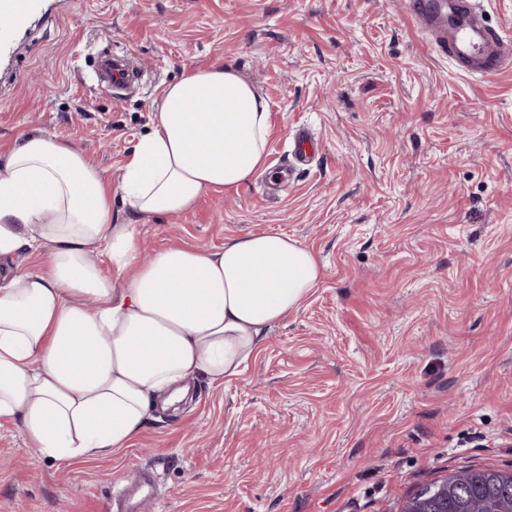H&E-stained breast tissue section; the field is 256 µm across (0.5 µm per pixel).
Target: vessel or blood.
Masks as SVG:
<instances>
[{
  "mask_svg": "<svg viewBox=\"0 0 512 512\" xmlns=\"http://www.w3.org/2000/svg\"><path fill=\"white\" fill-rule=\"evenodd\" d=\"M408 13L457 73L491 79L512 67V34L487 26L471 0H408Z\"/></svg>",
  "mask_w": 512,
  "mask_h": 512,
  "instance_id": "1",
  "label": "vessel or blood"
}]
</instances>
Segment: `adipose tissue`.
Returning a JSON list of instances; mask_svg holds the SVG:
<instances>
[{"mask_svg":"<svg viewBox=\"0 0 512 512\" xmlns=\"http://www.w3.org/2000/svg\"><path fill=\"white\" fill-rule=\"evenodd\" d=\"M269 128L266 98L217 62L164 87L117 181L45 133L0 158V256L41 257L38 270L0 279V420L42 456L128 446L156 405L186 398L189 380L238 376L316 286V254L274 229L139 260L141 219L266 172ZM106 262L136 273L113 284Z\"/></svg>","mask_w":512,"mask_h":512,"instance_id":"ef3b65f1","label":"adipose tissue"}]
</instances>
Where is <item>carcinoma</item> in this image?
Segmentation results:
<instances>
[{"label": "carcinoma", "mask_w": 512, "mask_h": 512, "mask_svg": "<svg viewBox=\"0 0 512 512\" xmlns=\"http://www.w3.org/2000/svg\"><path fill=\"white\" fill-rule=\"evenodd\" d=\"M448 512H509L512 471L466 468L451 473Z\"/></svg>", "instance_id": "cac0c4a2"}]
</instances>
